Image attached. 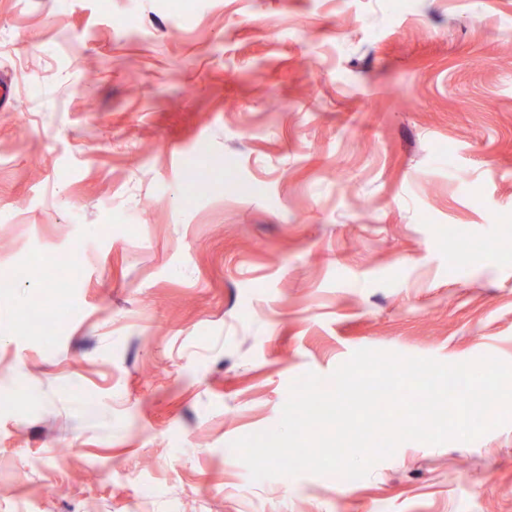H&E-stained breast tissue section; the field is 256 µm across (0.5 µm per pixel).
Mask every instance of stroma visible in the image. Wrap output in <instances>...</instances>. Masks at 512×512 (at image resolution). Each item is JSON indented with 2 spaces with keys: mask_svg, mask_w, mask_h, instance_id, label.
<instances>
[{
  "mask_svg": "<svg viewBox=\"0 0 512 512\" xmlns=\"http://www.w3.org/2000/svg\"><path fill=\"white\" fill-rule=\"evenodd\" d=\"M2 79L0 512H512V422L231 448L358 349L512 363V0H0Z\"/></svg>",
  "mask_w": 512,
  "mask_h": 512,
  "instance_id": "stroma-1",
  "label": "stroma"
}]
</instances>
